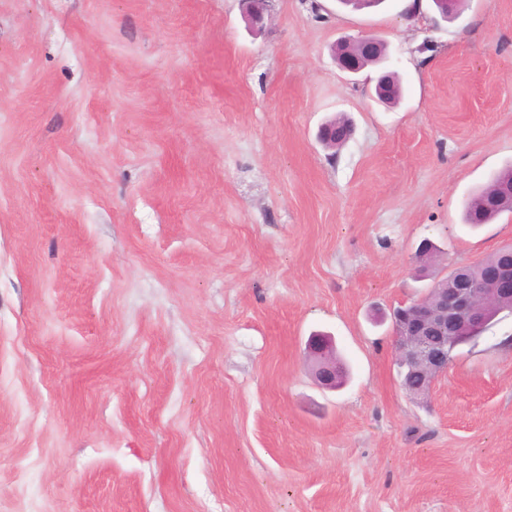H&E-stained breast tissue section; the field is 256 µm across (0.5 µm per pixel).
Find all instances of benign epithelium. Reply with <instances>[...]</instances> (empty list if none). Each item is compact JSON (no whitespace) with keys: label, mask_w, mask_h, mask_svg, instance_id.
<instances>
[{"label":"benign epithelium","mask_w":512,"mask_h":512,"mask_svg":"<svg viewBox=\"0 0 512 512\" xmlns=\"http://www.w3.org/2000/svg\"><path fill=\"white\" fill-rule=\"evenodd\" d=\"M242 2L251 25L262 24L271 0ZM333 54L340 71L352 76L369 62L387 57L388 47L374 36L360 35L344 39L342 48ZM478 266L480 278L471 275L469 265L455 267L419 298L392 311L398 374L401 382H414L413 392L421 396L448 370V347L456 340L459 327L485 321L494 304H512V250L504 249L497 261H481ZM307 351L321 387L334 390L343 383L346 370L333 352L332 336H311Z\"/></svg>","instance_id":"obj_1"}]
</instances>
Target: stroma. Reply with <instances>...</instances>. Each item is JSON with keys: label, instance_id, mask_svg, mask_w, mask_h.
I'll return each instance as SVG.
<instances>
[{"label": "stroma", "instance_id": "stroma-1", "mask_svg": "<svg viewBox=\"0 0 512 512\" xmlns=\"http://www.w3.org/2000/svg\"><path fill=\"white\" fill-rule=\"evenodd\" d=\"M405 4L0 0V512H512V312L417 398L391 325L512 244V0ZM342 42L343 46L338 51L335 42L332 51L340 71L350 76L360 73L369 62L388 55L386 42L374 36L360 35L345 38ZM495 185L488 182L483 188L473 192L464 204L463 219L465 224L478 226L489 224L496 216L509 211L506 204H495L492 198ZM307 351L312 364V372L317 383L325 389H336L346 377L343 363L333 352V339L328 334H314L310 337Z\"/></svg>", "mask_w": 512, "mask_h": 512}]
</instances>
